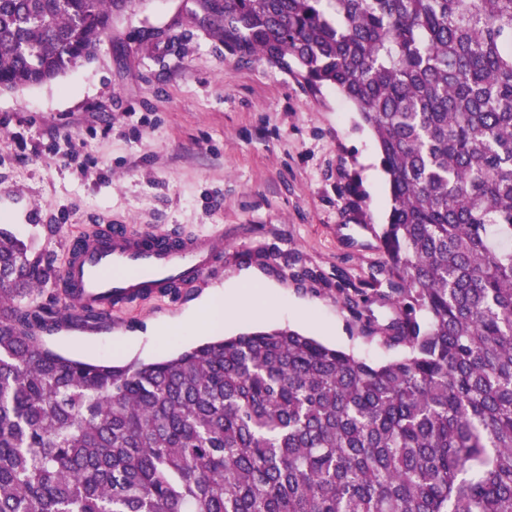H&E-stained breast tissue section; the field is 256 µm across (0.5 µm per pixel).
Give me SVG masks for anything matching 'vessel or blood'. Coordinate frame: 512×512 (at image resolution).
Returning a JSON list of instances; mask_svg holds the SVG:
<instances>
[{"label": "vessel or blood", "mask_w": 512, "mask_h": 512, "mask_svg": "<svg viewBox=\"0 0 512 512\" xmlns=\"http://www.w3.org/2000/svg\"><path fill=\"white\" fill-rule=\"evenodd\" d=\"M223 249L220 232L167 239L116 226L91 233L68 244L63 296L76 315L86 308L118 310L195 280Z\"/></svg>", "instance_id": "vessel-or-blood-1"}]
</instances>
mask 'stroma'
Listing matches in <instances>:
<instances>
[{
  "label": "stroma",
  "mask_w": 512,
  "mask_h": 512,
  "mask_svg": "<svg viewBox=\"0 0 512 512\" xmlns=\"http://www.w3.org/2000/svg\"><path fill=\"white\" fill-rule=\"evenodd\" d=\"M336 89L309 93L291 73L243 59L185 11L135 0L114 15L95 58L49 83L0 91V227L63 266L96 226L193 236L224 227L213 270L174 295L113 312L104 327L45 334L55 351L122 365L218 336L293 328L378 364L401 352L361 338L338 290L385 280L374 233L386 221L373 136ZM358 182L365 222L343 190ZM251 280L273 310L214 329L206 303Z\"/></svg>",
  "instance_id": "35a3bbf8"
}]
</instances>
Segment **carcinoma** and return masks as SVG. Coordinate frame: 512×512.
I'll return each mask as SVG.
<instances>
[{
	"instance_id": "obj_1",
	"label": "carcinoma",
	"mask_w": 512,
	"mask_h": 512,
	"mask_svg": "<svg viewBox=\"0 0 512 512\" xmlns=\"http://www.w3.org/2000/svg\"><path fill=\"white\" fill-rule=\"evenodd\" d=\"M132 5L0 0V90L65 74ZM188 12L335 87L373 133L390 291L340 294L364 338L407 353L371 364L276 328L148 363L66 357L43 334L68 307L36 302L59 270L0 228V512H512V0Z\"/></svg>"
}]
</instances>
